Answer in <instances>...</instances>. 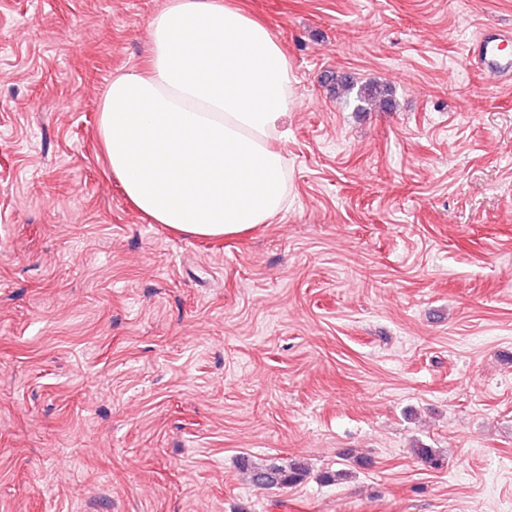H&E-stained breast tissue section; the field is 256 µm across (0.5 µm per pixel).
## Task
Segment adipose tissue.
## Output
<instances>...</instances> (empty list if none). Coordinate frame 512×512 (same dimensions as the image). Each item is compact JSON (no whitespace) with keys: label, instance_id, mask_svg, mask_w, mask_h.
<instances>
[{"label":"adipose tissue","instance_id":"ef3b65f1","mask_svg":"<svg viewBox=\"0 0 512 512\" xmlns=\"http://www.w3.org/2000/svg\"><path fill=\"white\" fill-rule=\"evenodd\" d=\"M145 70L113 77L98 136L112 175L153 223L201 238L288 206L280 145L294 78L269 29L226 0H170Z\"/></svg>","mask_w":512,"mask_h":512}]
</instances>
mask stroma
Listing matches in <instances>:
<instances>
[{"mask_svg": "<svg viewBox=\"0 0 512 512\" xmlns=\"http://www.w3.org/2000/svg\"><path fill=\"white\" fill-rule=\"evenodd\" d=\"M168 2L0 0V512H512V79L467 57L512 0H236L294 73L288 208L219 239L97 133ZM356 99L359 102L356 107L359 111L367 110L366 106H372L377 101L382 102L383 105H390L392 104V90L386 84L370 81L358 87ZM306 469L300 463H293L289 466H269L253 470L252 479L254 482L271 487H288L300 484L306 477Z\"/></svg>", "mask_w": 512, "mask_h": 512, "instance_id": "obj_1", "label": "stroma"}]
</instances>
